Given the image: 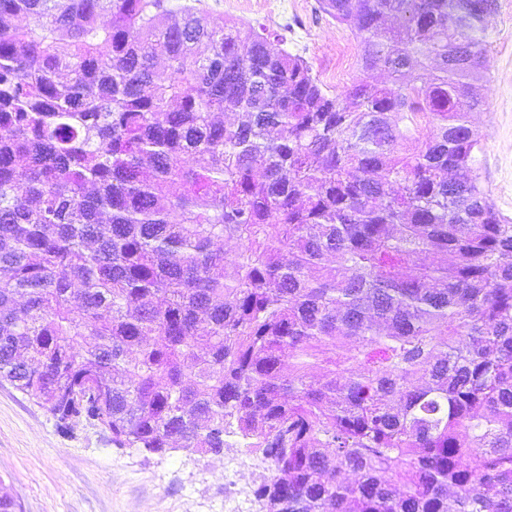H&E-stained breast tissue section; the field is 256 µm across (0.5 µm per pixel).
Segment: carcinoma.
<instances>
[{"label": "carcinoma", "mask_w": 512, "mask_h": 512, "mask_svg": "<svg viewBox=\"0 0 512 512\" xmlns=\"http://www.w3.org/2000/svg\"><path fill=\"white\" fill-rule=\"evenodd\" d=\"M318 3L397 88L166 0H0V379L118 448L260 452L263 512H512L495 0ZM496 3L486 29L484 105L473 116L481 133L475 167L496 208L512 218V0Z\"/></svg>", "instance_id": "obj_1"}]
</instances>
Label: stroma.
I'll return each mask as SVG.
<instances>
[{
	"mask_svg": "<svg viewBox=\"0 0 512 512\" xmlns=\"http://www.w3.org/2000/svg\"><path fill=\"white\" fill-rule=\"evenodd\" d=\"M496 3L486 29L484 105L473 116L481 133L475 167L496 208L512 218V0ZM169 4L194 7L213 23L280 32L317 74L344 37L318 0ZM263 471L260 453L246 448L159 456L116 447L107 430L88 421L61 431L47 408L0 379V478L20 512H225L229 504L259 512L254 489Z\"/></svg>",
	"mask_w": 512,
	"mask_h": 512,
	"instance_id": "35a3bbf8",
	"label": "stroma"
}]
</instances>
